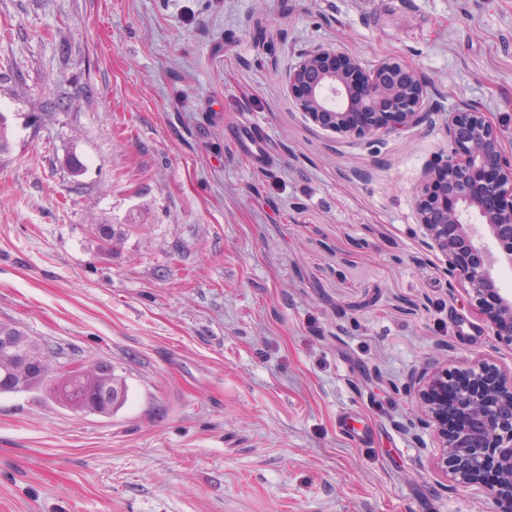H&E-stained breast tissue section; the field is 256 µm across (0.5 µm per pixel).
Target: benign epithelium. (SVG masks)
<instances>
[{"label":"benign epithelium","mask_w":512,"mask_h":512,"mask_svg":"<svg viewBox=\"0 0 512 512\" xmlns=\"http://www.w3.org/2000/svg\"><path fill=\"white\" fill-rule=\"evenodd\" d=\"M431 82L407 65L386 60L373 69L336 48L306 53L288 72V94L314 124L342 138H365L422 123ZM450 149L434 164L416 197L426 237L445 256L448 277L468 287L491 335L512 345V295L492 273L512 266V157L501 128L468 103L448 112ZM482 218L496 253L479 243L464 214ZM464 373L487 381L485 391L460 389L454 408L463 423L448 435V369L412 377L410 387L442 442L438 464L464 485L481 486L495 512H512V372L484 363Z\"/></svg>","instance_id":"1"}]
</instances>
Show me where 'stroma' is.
<instances>
[{
    "instance_id": "stroma-1",
    "label": "stroma",
    "mask_w": 512,
    "mask_h": 512,
    "mask_svg": "<svg viewBox=\"0 0 512 512\" xmlns=\"http://www.w3.org/2000/svg\"><path fill=\"white\" fill-rule=\"evenodd\" d=\"M318 46L427 77L426 121L312 123ZM462 102L511 156L512 0H0V322L126 386L0 393V512H493L406 388L512 370L416 207Z\"/></svg>"
}]
</instances>
